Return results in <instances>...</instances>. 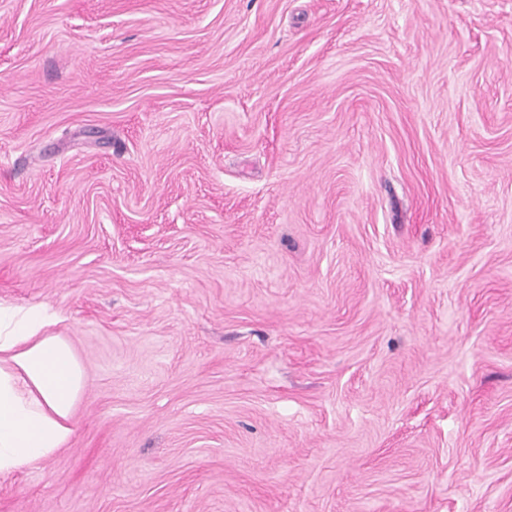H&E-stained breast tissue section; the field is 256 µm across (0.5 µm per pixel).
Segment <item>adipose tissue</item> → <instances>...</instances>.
I'll return each instance as SVG.
<instances>
[{
	"instance_id": "1",
	"label": "adipose tissue",
	"mask_w": 512,
	"mask_h": 512,
	"mask_svg": "<svg viewBox=\"0 0 512 512\" xmlns=\"http://www.w3.org/2000/svg\"><path fill=\"white\" fill-rule=\"evenodd\" d=\"M45 305L0 303V475L38 467L75 434L85 372Z\"/></svg>"
}]
</instances>
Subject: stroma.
<instances>
[{
  "instance_id": "stroma-1",
  "label": "stroma",
  "mask_w": 512,
  "mask_h": 512,
  "mask_svg": "<svg viewBox=\"0 0 512 512\" xmlns=\"http://www.w3.org/2000/svg\"><path fill=\"white\" fill-rule=\"evenodd\" d=\"M0 301V512H512V0H0ZM45 305L0 303V475L37 468L75 434L85 372Z\"/></svg>"
}]
</instances>
